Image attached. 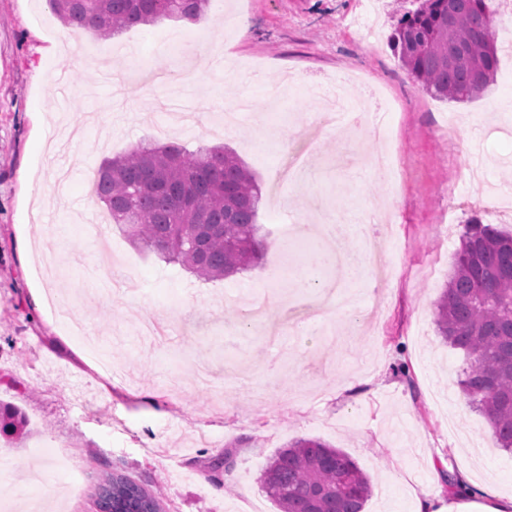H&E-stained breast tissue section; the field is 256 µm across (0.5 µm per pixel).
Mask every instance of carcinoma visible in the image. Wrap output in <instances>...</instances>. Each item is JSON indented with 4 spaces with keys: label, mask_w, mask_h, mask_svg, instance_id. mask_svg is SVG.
Masks as SVG:
<instances>
[{
    "label": "carcinoma",
    "mask_w": 512,
    "mask_h": 512,
    "mask_svg": "<svg viewBox=\"0 0 512 512\" xmlns=\"http://www.w3.org/2000/svg\"><path fill=\"white\" fill-rule=\"evenodd\" d=\"M209 0H49L67 26L111 38L164 17L198 21ZM402 65L432 97L470 102L497 73L487 0H420L389 37ZM96 197L128 238L203 280L257 267L266 234L258 223L263 188L224 146L188 151L139 144L98 168ZM437 333L463 352L460 385L512 450V233L468 221L454 269L434 312ZM25 424L0 405V434ZM279 512H364L371 481L347 453L318 439L278 451L263 474ZM100 512H164L158 495L112 475L98 488Z\"/></svg>",
    "instance_id": "carcinoma-1"
}]
</instances>
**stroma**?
<instances>
[{
  "label": "stroma",
  "instance_id": "stroma-1",
  "mask_svg": "<svg viewBox=\"0 0 512 512\" xmlns=\"http://www.w3.org/2000/svg\"><path fill=\"white\" fill-rule=\"evenodd\" d=\"M400 8L386 0L374 44L350 27L364 0H210L200 21L123 31L125 54L102 58L83 50L96 41L89 31L53 42L65 26L48 0H0V401L29 422L13 447L0 444L12 512L40 493L29 475L45 462L33 449L57 442L73 445L81 475L53 472L47 512H97V486L112 473L160 491L165 512H277L260 479L299 438L342 449L369 476L364 512H412L425 491L447 506L441 471L512 495V453L463 395L464 355L433 317L466 221L512 230V211L485 204L512 193V54L499 50L482 97L437 100L386 42ZM241 15L245 37L234 29ZM202 32L207 69L179 98L136 81L114 98L105 73L142 67L177 80L197 69ZM343 76L350 100L376 113L393 104L403 185L333 168L348 145L377 146L369 124L311 123L326 105L308 85ZM142 142L235 152L266 192L258 268L204 281L97 222L105 207L86 195V175ZM303 151L304 178L275 184ZM321 205L341 219L345 251L377 248L382 268L325 273L313 257ZM294 278L310 291L290 287ZM326 280L358 308L318 309ZM36 293L71 305L111 357V375L78 358L85 337L35 307ZM267 295L274 337L240 323L243 306ZM228 450L233 466L210 480Z\"/></svg>",
  "mask_w": 512,
  "mask_h": 512
}]
</instances>
